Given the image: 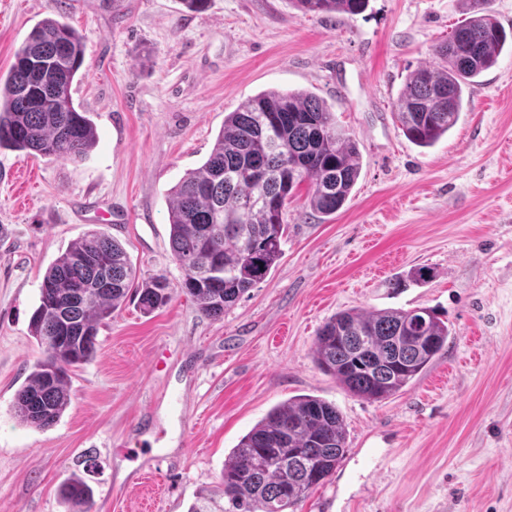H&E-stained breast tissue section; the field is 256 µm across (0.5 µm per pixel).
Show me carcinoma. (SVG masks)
<instances>
[{
  "mask_svg": "<svg viewBox=\"0 0 512 512\" xmlns=\"http://www.w3.org/2000/svg\"><path fill=\"white\" fill-rule=\"evenodd\" d=\"M305 14L356 15L368 0H292ZM466 12L436 51L438 62L411 73L396 119L418 147H431L457 124L464 94L493 67L507 33L490 0H457ZM84 44L69 24L46 18L15 53L0 82V147L81 162L96 144L72 85ZM361 170L352 136L332 109L302 91L260 93L224 116L206 161L170 193V247L183 269L181 291L204 316L219 319L263 281L282 254L285 214L298 188L324 216L340 210ZM430 270L412 269L390 283H424ZM138 277L123 246L92 230L47 268L31 333L43 348L18 390L19 420L40 430L57 424L70 403V368L92 360L99 326L135 290L150 313L170 298L164 277ZM450 330L434 310L340 311L319 329L315 361L353 395L382 401L416 379L444 349ZM346 429L336 406L303 395L276 406L242 437L220 474L219 497L200 494L187 512H296L336 471ZM68 512H91L93 491L72 475L60 486Z\"/></svg>",
  "mask_w": 512,
  "mask_h": 512,
  "instance_id": "obj_1",
  "label": "carcinoma"
}]
</instances>
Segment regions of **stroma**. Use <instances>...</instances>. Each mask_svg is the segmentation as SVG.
Here are the masks:
<instances>
[{
    "mask_svg": "<svg viewBox=\"0 0 512 512\" xmlns=\"http://www.w3.org/2000/svg\"><path fill=\"white\" fill-rule=\"evenodd\" d=\"M53 17L84 38L72 86L97 144L79 163L0 148V512H67L78 474L93 512H186L240 439L277 405H336L347 452L297 512H512V51L465 95L434 146L408 141L395 104L411 72L463 20L458 0H369L356 16H312L290 0H0V75ZM270 90L331 106L361 173L324 217L301 185L282 255L219 319L180 291L170 252L171 189L211 152L225 113ZM127 251L169 301L136 295L71 372V401L46 430L16 417L41 357L30 331L49 265L91 230ZM415 267L431 279L395 291ZM435 309L447 347L403 391L347 392L314 361L318 328L357 308ZM164 455L135 486L152 455ZM135 293L138 296L140 308L147 313L166 304L170 298L167 282L162 276L143 279L141 284H137ZM60 496L68 506V512H91L93 491L76 475L69 476L60 486Z\"/></svg>",
    "mask_w": 512,
    "mask_h": 512,
    "instance_id": "1",
    "label": "stroma"
}]
</instances>
